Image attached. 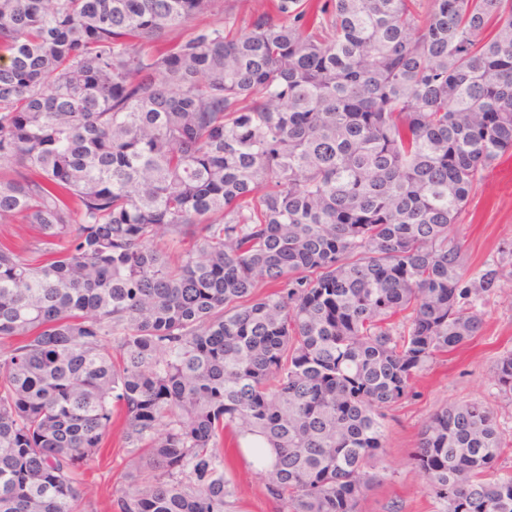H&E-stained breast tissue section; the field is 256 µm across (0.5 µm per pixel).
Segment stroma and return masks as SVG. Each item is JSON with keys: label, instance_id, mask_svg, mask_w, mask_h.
I'll return each mask as SVG.
<instances>
[{"label": "stroma", "instance_id": "stroma-1", "mask_svg": "<svg viewBox=\"0 0 512 512\" xmlns=\"http://www.w3.org/2000/svg\"><path fill=\"white\" fill-rule=\"evenodd\" d=\"M452 232L462 244L470 275L500 269L501 286L480 305L482 336L439 357L413 381L409 396L388 411L386 447L361 512H440L426 477L411 465L410 458L423 423L445 405L483 401L495 411L500 429L512 438V400L502 397L495 380L497 359L512 350V155L486 172ZM107 446V452L86 471L81 484L84 496L95 502L99 512H108L112 491L123 483L127 464L119 431H112ZM226 461L239 512H277L262 480L234 443L226 445Z\"/></svg>", "mask_w": 512, "mask_h": 512}]
</instances>
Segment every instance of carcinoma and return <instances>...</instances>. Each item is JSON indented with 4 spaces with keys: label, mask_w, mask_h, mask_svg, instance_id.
<instances>
[{
    "label": "carcinoma",
    "mask_w": 512,
    "mask_h": 512,
    "mask_svg": "<svg viewBox=\"0 0 512 512\" xmlns=\"http://www.w3.org/2000/svg\"><path fill=\"white\" fill-rule=\"evenodd\" d=\"M0 0V512H360L386 410L480 335L452 224L512 150V0ZM495 376L512 399V351ZM481 401L413 464L441 512H512ZM234 5L235 11L244 16L249 14L250 11H254L260 8L261 0H242L237 2H228ZM224 0H218L215 2L214 7L210 12L199 16L192 24L198 23H220L224 21ZM34 230L30 224H23L20 218L7 220L0 223V240L8 241L13 244L21 245L34 235ZM106 448L110 449L99 463L86 471L81 484L84 497L94 501L99 512H108L113 488L124 483L127 466L126 449L118 430L109 435ZM227 477L236 488L239 512H278L277 506L267 496L263 482L256 470L249 466L226 436Z\"/></svg>",
    "instance_id": "1"
}]
</instances>
